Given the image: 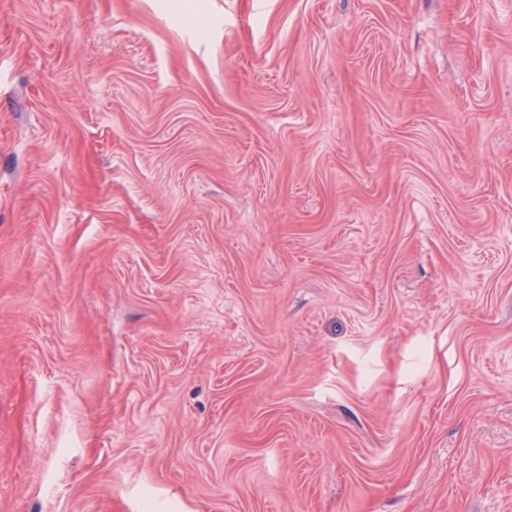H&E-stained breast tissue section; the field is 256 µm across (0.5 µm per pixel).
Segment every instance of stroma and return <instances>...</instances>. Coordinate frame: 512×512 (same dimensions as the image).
<instances>
[{
	"instance_id": "stroma-1",
	"label": "stroma",
	"mask_w": 512,
	"mask_h": 512,
	"mask_svg": "<svg viewBox=\"0 0 512 512\" xmlns=\"http://www.w3.org/2000/svg\"><path fill=\"white\" fill-rule=\"evenodd\" d=\"M0 512H512V0H0Z\"/></svg>"
}]
</instances>
